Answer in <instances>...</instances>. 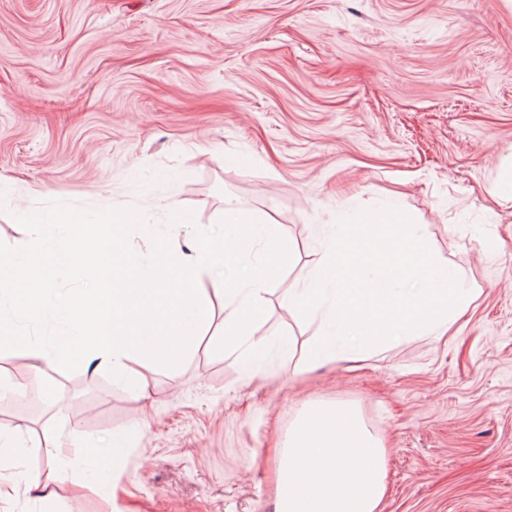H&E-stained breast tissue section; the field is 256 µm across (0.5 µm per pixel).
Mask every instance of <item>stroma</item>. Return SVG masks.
<instances>
[{
	"label": "stroma",
	"instance_id": "1",
	"mask_svg": "<svg viewBox=\"0 0 512 512\" xmlns=\"http://www.w3.org/2000/svg\"><path fill=\"white\" fill-rule=\"evenodd\" d=\"M512 0H0V241L51 201L191 211L224 198L271 222L290 261L253 340L219 350L210 308L172 368L136 354L142 399L86 366L0 353V512H274L281 450L312 404H346L386 452L381 512H512ZM393 206L475 290L443 337L306 362L321 320L288 303L327 220ZM83 465L46 473L42 427Z\"/></svg>",
	"mask_w": 512,
	"mask_h": 512
}]
</instances>
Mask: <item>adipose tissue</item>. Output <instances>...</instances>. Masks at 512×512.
Here are the masks:
<instances>
[{
  "instance_id": "1",
  "label": "adipose tissue",
  "mask_w": 512,
  "mask_h": 512,
  "mask_svg": "<svg viewBox=\"0 0 512 512\" xmlns=\"http://www.w3.org/2000/svg\"><path fill=\"white\" fill-rule=\"evenodd\" d=\"M276 512H379L386 454L348 406H312L284 450Z\"/></svg>"
}]
</instances>
